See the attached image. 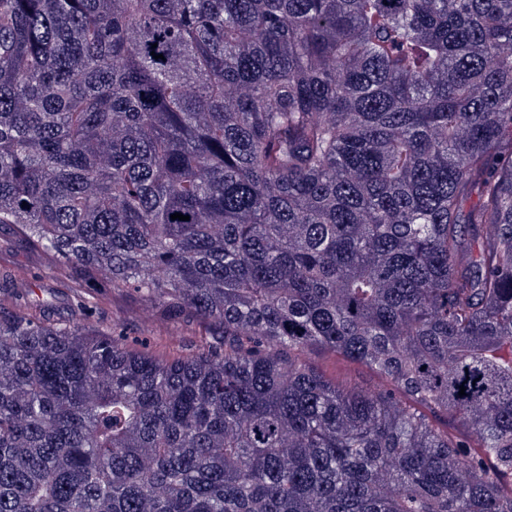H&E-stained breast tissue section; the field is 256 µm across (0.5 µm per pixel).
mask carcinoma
Listing matches in <instances>:
<instances>
[{"label": "carcinoma", "instance_id": "obj_1", "mask_svg": "<svg viewBox=\"0 0 512 512\" xmlns=\"http://www.w3.org/2000/svg\"><path fill=\"white\" fill-rule=\"evenodd\" d=\"M0 224L195 331L0 271V512H512V0H0ZM112 319L119 320L134 334H149L151 329L158 326L159 320L146 310V307L132 297L117 296L113 298L112 308L102 318L104 325L112 323Z\"/></svg>", "mask_w": 512, "mask_h": 512}]
</instances>
